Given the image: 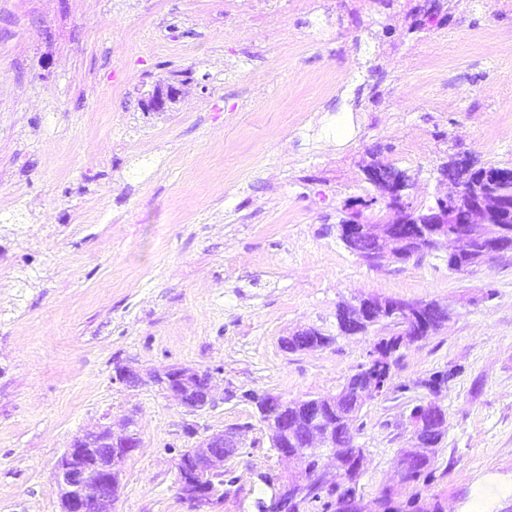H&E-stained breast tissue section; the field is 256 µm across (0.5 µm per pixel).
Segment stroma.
Returning a JSON list of instances; mask_svg holds the SVG:
<instances>
[{"mask_svg":"<svg viewBox=\"0 0 512 512\" xmlns=\"http://www.w3.org/2000/svg\"><path fill=\"white\" fill-rule=\"evenodd\" d=\"M190 85L172 111L139 102L162 78ZM465 154L512 166V4L504 0H0V512H60L57 459L74 435L133 423L114 512H190L180 453L241 425L224 466L250 512L257 473L299 470L270 446L247 395L333 396L376 329L339 335L354 297L454 306L446 329L404 349L366 401L360 492L399 483L421 382L453 377L424 497L444 512L512 499V253L464 272L448 251L373 268L339 235L345 208L384 206L374 161L419 174L414 203L447 192ZM332 336L284 351L297 330ZM140 369L130 388L116 365ZM208 370L191 414L152 381ZM194 434H186V426Z\"/></svg>","mask_w":512,"mask_h":512,"instance_id":"35a3bbf8","label":"stroma"}]
</instances>
